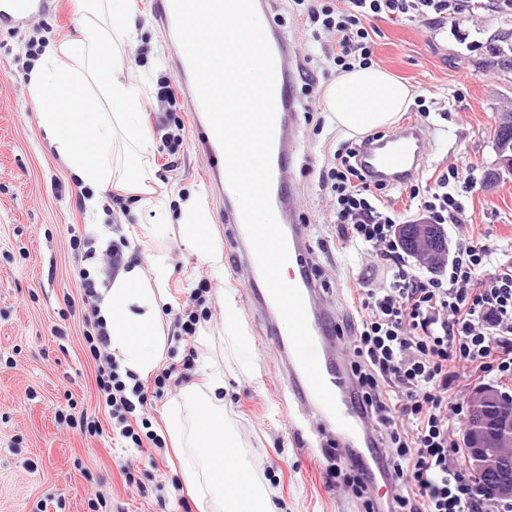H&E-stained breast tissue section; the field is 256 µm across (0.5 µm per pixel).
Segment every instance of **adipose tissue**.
<instances>
[{"label": "adipose tissue", "mask_w": 512, "mask_h": 512, "mask_svg": "<svg viewBox=\"0 0 512 512\" xmlns=\"http://www.w3.org/2000/svg\"><path fill=\"white\" fill-rule=\"evenodd\" d=\"M132 0H77L82 15L73 47L41 55L29 72L31 93L46 102L40 123L57 156L87 188L84 206L100 238H108L106 194L114 187L137 193L154 214L140 227L155 237L178 225L195 256L213 271L224 266L220 245L208 230L210 216L202 191L178 201L156 194L148 158L154 143L142 120L139 88L116 71L136 33L124 23ZM411 99L410 89L377 67L343 72L329 88L327 109L337 127L354 134L393 125ZM171 274L166 256L148 266L131 264L99 289L97 313L123 370L153 373L164 349L158 297ZM168 438L182 451L181 477L210 512H276L252 470L242 460L235 434L224 426V368H210L205 387L189 386L166 419Z\"/></svg>", "instance_id": "ef3b65f1"}]
</instances>
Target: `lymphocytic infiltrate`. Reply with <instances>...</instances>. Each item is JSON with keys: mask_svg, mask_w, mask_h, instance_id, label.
<instances>
[{"mask_svg": "<svg viewBox=\"0 0 512 512\" xmlns=\"http://www.w3.org/2000/svg\"><path fill=\"white\" fill-rule=\"evenodd\" d=\"M313 28L331 38L327 57L342 69L370 65L375 43L367 20L402 16L433 22L458 14L464 0H295ZM472 165L459 159L433 186L409 187L425 219L447 223L464 205L459 189L469 186ZM333 194L330 221L340 247L375 251L387 271L382 286L363 283L356 316L338 322L353 350L350 367L359 407L383 426L376 466L393 495L388 512H512V503L488 504L456 464L459 447L449 435V416H464L459 394L473 377H512V266L483 245L459 243L447 269L417 273L398 241V215L381 203L382 184L366 178L356 163V145L344 143L322 175ZM97 364L96 384L120 437L135 447L141 437L131 423L149 390L171 378L165 368L153 382L121 374L109 351L102 320L84 335Z\"/></svg>", "mask_w": 512, "mask_h": 512, "instance_id": "obj_1", "label": "lymphocytic infiltrate"}]
</instances>
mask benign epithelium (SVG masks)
Returning <instances> with one entry per match:
<instances>
[{
	"mask_svg": "<svg viewBox=\"0 0 512 512\" xmlns=\"http://www.w3.org/2000/svg\"><path fill=\"white\" fill-rule=\"evenodd\" d=\"M418 251L425 257L444 258L427 220L415 225ZM500 393L492 387H480L471 396L470 405L479 413L480 424L465 429L468 444V465L494 474L479 486V491L492 500L512 499V471L505 470L503 461L512 458V411L489 412L498 402Z\"/></svg>",
	"mask_w": 512,
	"mask_h": 512,
	"instance_id": "benign-epithelium-1",
	"label": "benign epithelium"
}]
</instances>
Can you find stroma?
<instances>
[{
	"label": "stroma",
	"mask_w": 512,
	"mask_h": 512,
	"mask_svg": "<svg viewBox=\"0 0 512 512\" xmlns=\"http://www.w3.org/2000/svg\"><path fill=\"white\" fill-rule=\"evenodd\" d=\"M152 0H135L130 18L137 33L135 62L125 63L121 79L141 87L145 121L152 130V169L157 193L172 197L204 188L210 230L224 251V273L214 275L182 240L178 228L160 239L136 240L148 210L129 191L110 190L112 242L127 263L146 264L166 254L171 275L165 288L174 300L164 306L166 332L176 314L191 305L193 289L206 284L203 306L207 328L224 322L219 302L231 292L243 336L253 358L242 370L232 354H221L218 340L194 337L198 357L191 370L201 383L203 365L224 359V418L234 430L244 459L276 502L278 512H364V499H376L380 486L358 498L342 479H328L334 460L325 455L323 439L310 429L296 430L299 406L288 380L282 318L269 316L253 297L243 249L232 241L224 221V198L209 184L210 159L199 143L185 97H178L174 116L184 129L176 149L164 145L166 105L157 97L158 80L180 82L172 65L174 50L154 20ZM296 51L302 70L316 80L306 95L295 79L297 123L302 147L289 171L301 220L305 224L312 271L323 300L334 317L352 311L349 291L358 278L372 275L376 260L353 251L340 252L334 226L325 222L331 194L320 173L331 163L346 133L326 123L322 98L341 70L323 54H309L312 30L293 0H273L268 15ZM74 0H57L52 14L18 27L0 30V512H91L89 501L105 500L108 512H200L187 491L172 492L179 480L178 461L167 452L152 465L112 429L98 397L97 365L85 350L79 301L84 263L72 250V237L88 238L84 188L51 149L37 115L44 102L29 89L32 59L48 47L75 35ZM373 64L406 83L413 95L429 98V117L416 106L400 113V122H424L435 138L432 154L418 178L433 183L438 173L467 154L474 179L465 199L461 225H445L448 242L472 240L492 246L500 261L512 263V175L487 185L498 153L493 141L497 115L512 110V69H504L492 50L512 46V7L463 12L445 22L406 17L376 24ZM187 345V346H190ZM186 345L167 343L161 367L182 369ZM86 412L99 420L100 433L90 435L61 425V416ZM134 466V483H126L125 464Z\"/></svg>",
	"instance_id": "stroma-1"
}]
</instances>
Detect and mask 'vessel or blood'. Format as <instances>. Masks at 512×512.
<instances>
[{
    "instance_id": "obj_1",
    "label": "vessel or blood",
    "mask_w": 512,
    "mask_h": 512,
    "mask_svg": "<svg viewBox=\"0 0 512 512\" xmlns=\"http://www.w3.org/2000/svg\"><path fill=\"white\" fill-rule=\"evenodd\" d=\"M53 0H0V29L20 25L35 15L49 13ZM154 18L163 28L168 38H175V19L171 0H155ZM265 35L275 58V102L276 123L272 153V205L284 217L283 231L289 250V262L297 269L293 279L303 296L308 325L312 333L315 351L322 375L334 393L341 420L334 418L317 400L310 383L295 354H288V373L296 399L313 422L320 426L323 436L339 441L343 446L341 458L347 465L366 470L369 456L370 432L361 412L352 399L353 380L342 359L343 344L335 336L333 316L320 307L319 290L309 275L305 227L300 222V214L295 202L288 171L294 155L299 150L295 137V119L292 112L293 96L290 74L295 63V54L278 26H270ZM174 63L180 74L182 88L189 108L194 114L195 127L199 138L210 150L214 164L211 172L214 178H221L225 170L222 149L212 131L201 107L194 85L190 65L183 51H175ZM429 142V134L424 126L405 124L382 139L363 143L359 164L366 174L377 182L400 185L413 180L424 166ZM224 210L227 222L235 227L239 244H248L240 208L232 190H225ZM246 263L250 271L253 287L259 288V297L268 312H276L277 307L269 292L264 291V280L254 254H247ZM348 421L349 429H342L341 421Z\"/></svg>"
}]
</instances>
